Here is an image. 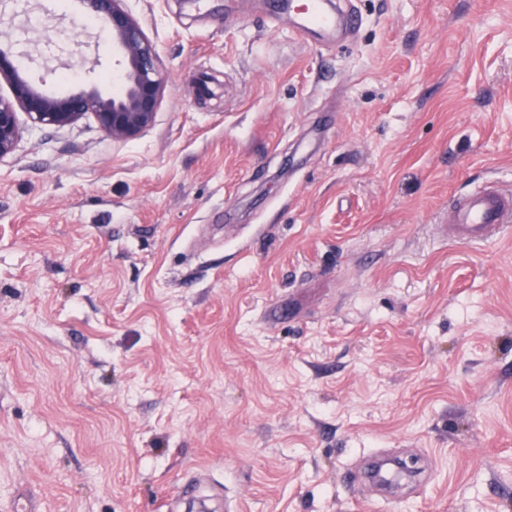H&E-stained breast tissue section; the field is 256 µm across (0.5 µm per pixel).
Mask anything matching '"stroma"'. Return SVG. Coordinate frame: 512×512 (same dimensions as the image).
Listing matches in <instances>:
<instances>
[{"instance_id": "35a3bbf8", "label": "stroma", "mask_w": 512, "mask_h": 512, "mask_svg": "<svg viewBox=\"0 0 512 512\" xmlns=\"http://www.w3.org/2000/svg\"><path fill=\"white\" fill-rule=\"evenodd\" d=\"M124 0L166 88L132 140L20 115L0 159V512H512V0ZM28 77L113 94L112 44L43 0ZM416 495L351 494L375 449ZM298 9L304 16L305 22L309 25L318 26L323 29H332L337 23L335 17L323 9L319 0H307ZM450 214L453 236L469 244L512 223V198L494 185L479 186L454 200Z\"/></svg>"}]
</instances>
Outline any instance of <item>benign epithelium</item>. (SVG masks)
I'll use <instances>...</instances> for the list:
<instances>
[{
	"instance_id": "1",
	"label": "benign epithelium",
	"mask_w": 512,
	"mask_h": 512,
	"mask_svg": "<svg viewBox=\"0 0 512 512\" xmlns=\"http://www.w3.org/2000/svg\"><path fill=\"white\" fill-rule=\"evenodd\" d=\"M123 0H82L84 17L101 24L118 52L120 91L110 98L73 90L65 97L45 94L22 74L21 61H33L28 28L31 0H0L14 4L13 13L0 12V77L11 85L12 96H0V158L10 154L20 135L17 110L39 125L61 127L91 113L114 140H129L152 124L161 104L165 79L157 66L155 45L139 22L123 7Z\"/></svg>"
}]
</instances>
